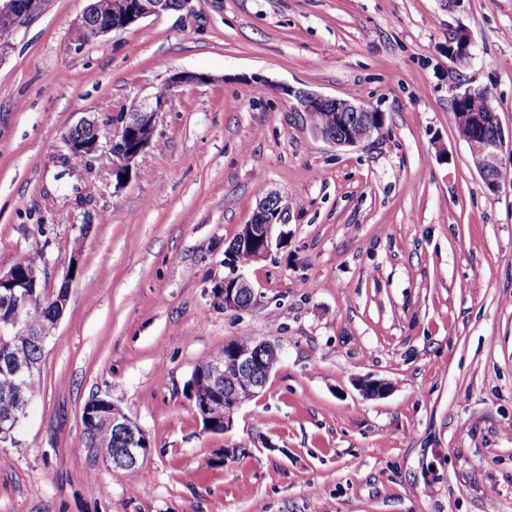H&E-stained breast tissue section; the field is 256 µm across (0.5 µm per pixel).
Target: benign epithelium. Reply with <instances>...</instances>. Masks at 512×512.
<instances>
[{
  "label": "benign epithelium",
  "mask_w": 512,
  "mask_h": 512,
  "mask_svg": "<svg viewBox=\"0 0 512 512\" xmlns=\"http://www.w3.org/2000/svg\"><path fill=\"white\" fill-rule=\"evenodd\" d=\"M35 0H0V25L17 29L28 18L36 14ZM171 12V0H94L88 6L77 24L73 43L76 48L84 45L82 39L86 27L97 26L99 38L124 30L139 20L149 16H162ZM452 36L460 41L457 48L448 51V59L454 65H464L471 58L472 40L464 29H455ZM207 77L201 74L175 72L165 78L163 85L168 88L165 95L151 94L140 102H134L113 114L111 118L112 136L102 139V126L99 119L88 115L78 119L69 127L64 138V149L53 157L60 165L74 155L98 158L106 154L111 159L112 185L119 191L126 186L124 176H133L137 172L139 157L152 145L160 116L176 92L184 85L204 82ZM284 93L296 100V109L305 114L312 133L323 141L338 148L359 147L382 132L384 118L375 110L366 107L359 99L330 98L303 89L284 90ZM471 122L483 125L490 121L499 132L496 137L484 142L482 148L471 153L474 167L485 184L498 191L499 182L488 180V172L512 164V136L505 137L492 99L483 98L471 103ZM336 112V120H328V111ZM360 123L361 135L354 137L346 133L349 125L343 114ZM285 207L282 199L273 192L266 193L258 200L249 223L241 225L236 240L241 247L254 251V260L266 258L273 244H280L286 232L280 230L285 225L283 219ZM231 252H224V266L229 273L224 280L213 288L219 296L224 309L240 311L242 306L237 297L238 289H253L251 282L237 264L230 261ZM270 346L272 351L279 348L272 342H259L253 346L236 348L232 354L222 360L212 361L207 368L210 390H189L191 402L195 403L205 417L212 408L218 406L224 410V431H229L235 416L241 409L243 393L259 395L264 390L273 367L263 368L265 379L255 381L248 386L238 384V374L251 369L261 361L260 349ZM112 427L124 437L120 454L123 463L138 466L147 458L151 443L144 430L126 415L119 407L112 406Z\"/></svg>",
  "instance_id": "benign-epithelium-1"
}]
</instances>
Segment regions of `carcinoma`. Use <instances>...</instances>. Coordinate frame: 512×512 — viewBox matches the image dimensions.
<instances>
[{
  "instance_id": "cac0c4a2",
  "label": "carcinoma",
  "mask_w": 512,
  "mask_h": 512,
  "mask_svg": "<svg viewBox=\"0 0 512 512\" xmlns=\"http://www.w3.org/2000/svg\"><path fill=\"white\" fill-rule=\"evenodd\" d=\"M495 127L486 125L470 131L472 148L477 149L483 142L494 137ZM55 191L64 201L84 199V190L75 182L62 178L56 181ZM45 252L41 248L24 253L12 265L14 281L11 287L27 293L22 308L32 321L26 333H12L0 336V420L22 416L23 406L30 401L38 386L42 341L53 334L60 316L57 303L41 298L42 283L33 281L32 272L44 275ZM109 400L93 398L83 408L85 447L92 448L102 460H110L122 447V436L112 430L109 419L98 413L106 409Z\"/></svg>"
}]
</instances>
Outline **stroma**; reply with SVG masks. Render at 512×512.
I'll list each match as a JSON object with an SVG mask.
<instances>
[{"instance_id": "stroma-1", "label": "stroma", "mask_w": 512, "mask_h": 512, "mask_svg": "<svg viewBox=\"0 0 512 512\" xmlns=\"http://www.w3.org/2000/svg\"><path fill=\"white\" fill-rule=\"evenodd\" d=\"M89 3L50 0L0 59V270L41 246L47 288L70 281L0 443V512H512V185L485 188L451 110L456 83L487 87L512 130V0H195L77 49ZM174 71L210 80L172 98L138 176L114 189L103 155L88 213L53 196L68 128ZM283 85L384 129L316 139ZM268 191L288 241L248 267L254 306L225 310L224 249ZM238 336L281 358L214 434L186 383ZM95 396L147 434L138 470L85 447ZM451 33L453 37H456L451 44L460 41V45L459 48L453 46L452 49L448 51V59L453 65H465L471 58V37L464 29H455Z\"/></svg>"}]
</instances>
